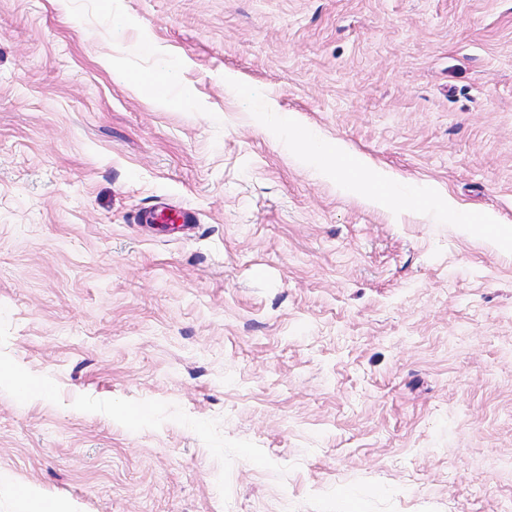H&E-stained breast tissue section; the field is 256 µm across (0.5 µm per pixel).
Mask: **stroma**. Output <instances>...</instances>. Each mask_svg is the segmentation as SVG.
<instances>
[{
  "label": "stroma",
  "instance_id": "obj_1",
  "mask_svg": "<svg viewBox=\"0 0 512 512\" xmlns=\"http://www.w3.org/2000/svg\"><path fill=\"white\" fill-rule=\"evenodd\" d=\"M433 191L512 230V0H0V512H512V243ZM353 178L359 180V184L372 183L380 187H386L393 181L388 172L376 167L370 161L363 158L358 159L356 173Z\"/></svg>",
  "mask_w": 512,
  "mask_h": 512
}]
</instances>
